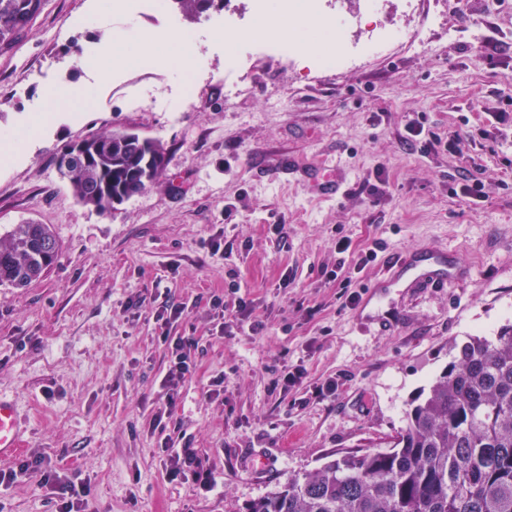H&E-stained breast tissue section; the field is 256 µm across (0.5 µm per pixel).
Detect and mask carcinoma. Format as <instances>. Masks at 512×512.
<instances>
[{
  "instance_id": "1",
  "label": "carcinoma",
  "mask_w": 512,
  "mask_h": 512,
  "mask_svg": "<svg viewBox=\"0 0 512 512\" xmlns=\"http://www.w3.org/2000/svg\"><path fill=\"white\" fill-rule=\"evenodd\" d=\"M199 17L223 0H176ZM44 0H0V49L11 48ZM101 151L55 163L72 195L99 212L104 186L118 203L164 172L161 142L112 131ZM45 224H16L0 236V286L24 287L56 261ZM452 359L420 391L386 450L350 451L253 502L248 512H512V324L451 345Z\"/></svg>"
}]
</instances>
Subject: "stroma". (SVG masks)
<instances>
[{
    "mask_svg": "<svg viewBox=\"0 0 512 512\" xmlns=\"http://www.w3.org/2000/svg\"><path fill=\"white\" fill-rule=\"evenodd\" d=\"M249 3L191 18L176 0L134 14L45 0L0 51V130L72 91L30 150L0 162V234L32 221L61 245L39 280L0 286V391L28 420L25 456L90 483L86 512H247L336 453L387 447L451 342L512 323V0H418L417 46L337 72L258 49ZM120 30L191 33L197 64L180 72L157 46L146 65L108 59L100 79L89 62ZM237 48L251 55L243 96L224 89ZM188 81L190 104L170 111ZM123 130L160 141L166 168L101 214L74 199L54 157ZM334 169L345 193L321 197L312 176ZM466 179L480 195L457 194ZM421 247L447 285L384 276ZM173 303L186 316L171 336L199 349L172 405L157 315ZM289 372L301 375L291 387ZM164 433L213 488L167 474ZM40 481L0 486V512H55Z\"/></svg>",
    "mask_w": 512,
    "mask_h": 512,
    "instance_id": "1",
    "label": "stroma"
}]
</instances>
